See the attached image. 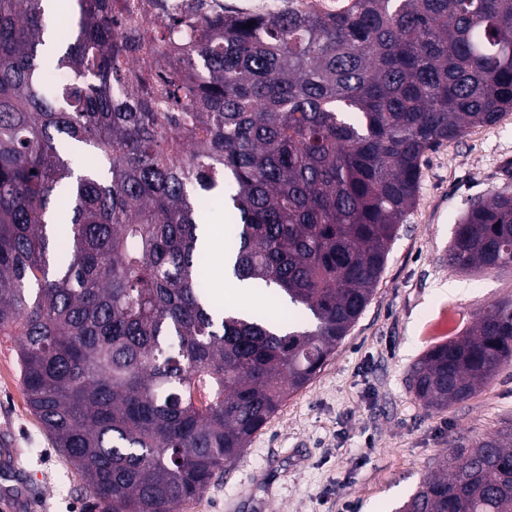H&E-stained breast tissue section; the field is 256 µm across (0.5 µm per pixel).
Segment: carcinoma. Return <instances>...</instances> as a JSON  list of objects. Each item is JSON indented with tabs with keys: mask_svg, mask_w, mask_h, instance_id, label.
I'll use <instances>...</instances> for the list:
<instances>
[{
	"mask_svg": "<svg viewBox=\"0 0 512 512\" xmlns=\"http://www.w3.org/2000/svg\"><path fill=\"white\" fill-rule=\"evenodd\" d=\"M152 7L147 35L128 0H0V336L103 512H176L222 475L366 307L425 153L512 112V0L293 6L249 28L210 0ZM48 10L67 43L44 39ZM80 150L98 163L75 171ZM218 197L231 277L298 325L215 298ZM448 266L512 268V195L469 204ZM511 363L512 302H494L412 390L445 410ZM438 468L404 512H512L511 428Z\"/></svg>",
	"mask_w": 512,
	"mask_h": 512,
	"instance_id": "obj_1",
	"label": "carcinoma"
}]
</instances>
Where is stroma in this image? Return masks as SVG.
<instances>
[{
    "label": "stroma",
    "mask_w": 512,
    "mask_h": 512,
    "mask_svg": "<svg viewBox=\"0 0 512 512\" xmlns=\"http://www.w3.org/2000/svg\"><path fill=\"white\" fill-rule=\"evenodd\" d=\"M504 190L512 192V112L427 152L381 279L334 357L180 512H396L456 441L512 427V365L443 411L426 409L410 387L430 347L462 334L487 305L512 301V270L448 266L468 201ZM0 441L12 445L36 512H100L30 411L6 338Z\"/></svg>",
    "instance_id": "obj_1"
}]
</instances>
